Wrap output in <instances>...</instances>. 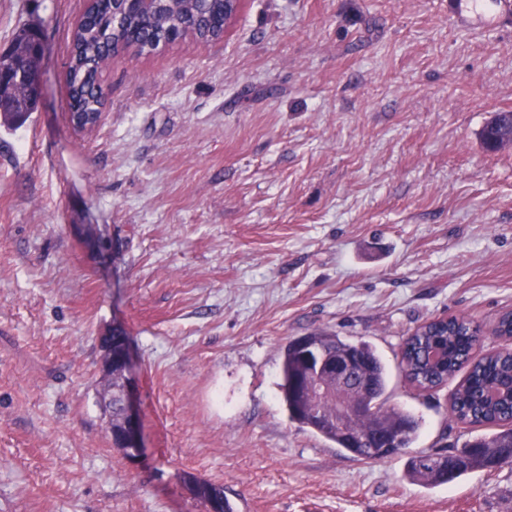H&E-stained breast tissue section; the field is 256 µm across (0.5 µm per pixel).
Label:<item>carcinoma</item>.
<instances>
[{"mask_svg": "<svg viewBox=\"0 0 512 512\" xmlns=\"http://www.w3.org/2000/svg\"><path fill=\"white\" fill-rule=\"evenodd\" d=\"M181 32L203 42L224 36V6L214 0H155L149 19L133 12L114 18L112 2L104 0L87 14L76 28L68 63V87L72 111L85 122H93L101 111L102 70L112 57L131 47L136 39L138 52L151 51L172 42ZM39 35L31 28L20 29L12 51L0 55V126L21 124L37 104L39 91L28 81L17 80L18 74L38 70ZM481 327L465 317L426 322L417 327L401 348L402 370L410 383L420 389L441 385L465 368V378L451 396V413L462 423L473 426H497L499 430L467 441L463 448L450 454H426L410 458L408 476L422 484L437 486L451 483L473 469H496L512 463V356L499 352L476 359L472 355ZM308 339L328 354L351 353L358 358L356 377L349 388L336 389L333 380H325L328 390L322 399L310 395L306 388L309 367L291 340L283 350L281 381L278 388L289 416L300 425L336 444L362 460H379L369 448H355L330 419L336 414V402L346 396L372 403L371 414L358 421L356 428L371 437L376 429L393 436L390 454H398L413 444L419 435L420 422L411 413L385 407L388 370L374 347L365 341H350L333 332L319 330ZM441 344L448 360L437 366L425 360L426 351ZM122 377L112 375V429L120 428L123 405L118 390ZM323 418H318L316 409ZM188 482L196 498L216 506L220 512H233L224 498L222 487L194 476Z\"/></svg>", "mask_w": 512, "mask_h": 512, "instance_id": "carcinoma-1", "label": "carcinoma"}]
</instances>
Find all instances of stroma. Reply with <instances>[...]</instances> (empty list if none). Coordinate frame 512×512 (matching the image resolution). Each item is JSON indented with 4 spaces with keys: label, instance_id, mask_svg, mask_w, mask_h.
<instances>
[{
    "label": "stroma",
    "instance_id": "stroma-1",
    "mask_svg": "<svg viewBox=\"0 0 512 512\" xmlns=\"http://www.w3.org/2000/svg\"><path fill=\"white\" fill-rule=\"evenodd\" d=\"M85 0H0V53L40 24L38 108L0 127V512H512V468L426 487L409 457L476 430L412 387L405 337L512 311V21L448 0H242L222 39L116 56L98 128L68 118ZM126 333L143 449L112 444L100 341ZM370 342L411 448L366 461L291 421V339ZM448 0V18L468 29H482L510 15V1ZM188 482L196 498L211 506L215 505L222 512H233L232 507L224 498L222 487L214 485L207 480L199 479L194 476H188Z\"/></svg>",
    "mask_w": 512,
    "mask_h": 512
}]
</instances>
